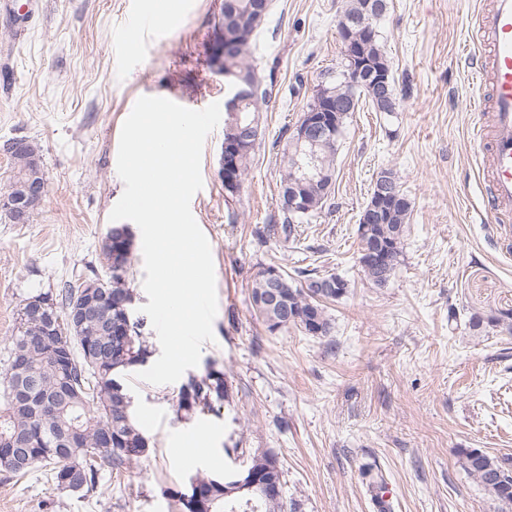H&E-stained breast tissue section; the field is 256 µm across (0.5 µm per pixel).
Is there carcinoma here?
Segmentation results:
<instances>
[{"mask_svg":"<svg viewBox=\"0 0 512 512\" xmlns=\"http://www.w3.org/2000/svg\"><path fill=\"white\" fill-rule=\"evenodd\" d=\"M386 10V0H378V11L368 6V0H349L344 11L343 21L338 27L349 26L354 38L361 41L365 56L372 62L385 61L387 56L379 44L377 21ZM267 14L256 10V0H223L218 24L226 27L240 28L247 33L257 32L265 23ZM252 43H243L225 58L226 69L233 73L235 82L246 85L249 93L244 97L240 111L234 113L225 133L229 134L240 127L252 131L253 138L241 148L237 165L240 172H245L251 155L259 138V125L255 116L257 103H265L269 97L268 89L262 87V80L256 67L249 62ZM320 93H329L338 100L348 103L344 112L337 113L339 131L331 142L316 146H307L288 139L281 149L280 192H285L288 185L297 178L296 160L310 153L315 156L318 168L330 175H335V157L338 142L342 138L346 120L351 112L357 110L345 87L343 73H338L336 83L323 85ZM366 101L376 112L396 111L398 98L395 84H390L391 102L378 98L375 89L366 84L362 88ZM20 165L16 178L26 180L35 172H44V168L34 170L31 161L42 160L41 148L32 141H25L24 153L19 155ZM387 181L397 194L391 202L381 224H360L364 230L363 237L378 244L384 261L371 262L364 255H359L360 271L367 281L376 287H383L394 275L402 252V240L406 230V220L411 213V201L403 192L399 177L391 170L378 173L377 182ZM303 193L310 198L311 210L307 214L297 215L286 208H281L283 219L277 224H270L265 231H257L262 237L265 232H272L284 240L292 238L296 225L307 224L315 217L327 202L326 186L316 177L303 184ZM124 225L112 224L107 227L103 240L112 241V250H123L126 254L125 268L112 270V306L100 308L87 326L85 336L105 346L111 337L103 334L106 326L117 320L118 302L122 297H134L130 288V273L134 237H123ZM336 280L337 287L324 291L319 288L326 279ZM277 294V301L268 303L271 293ZM348 292V282L336 274L327 276H306L304 281L281 272L274 266L259 270L251 288V306L257 320L273 333L290 328L306 330L308 324L315 320L322 326L321 336L328 337L332 330V319L327 312L326 303L334 302ZM144 324H138L128 340L127 358L117 355H92V362H87L83 343L76 341L72 346L73 364L67 371H60L53 366L50 347L35 342L37 325L18 312L15 334L12 338L10 353L14 360L26 364L23 371L14 370L9 365L3 378V395L0 396V443L19 435H27L34 440L37 447L15 461L0 456V470L14 476H24L36 466L48 469L52 476L68 466L74 471V480L79 492L87 496L97 491L103 474L123 473L129 471L143 458L149 455L150 440L140 428L131 413V397L124 384L127 373L136 367V361L143 362L151 355L150 346L142 334ZM36 383L44 392L50 394L61 383L71 386V394L62 404L52 411L34 417L16 407L10 394L17 385ZM229 398L228 385L224 370L207 371L197 376H189L180 386L177 395L176 413L188 419L213 407V403ZM74 426L81 430L86 447L75 455L60 452L51 446L63 428ZM112 429V434L119 436L128 445V451L116 455L113 451L101 447L105 429ZM460 462L464 470L476 477L484 490L504 505L512 506V463L491 457L479 448H464L460 451ZM199 480L208 487L206 512H296L295 506H287L281 495L258 496L250 499L239 494L224 495V485H216L212 479L201 476Z\"/></svg>","mask_w":512,"mask_h":512,"instance_id":"obj_1","label":"carcinoma"}]
</instances>
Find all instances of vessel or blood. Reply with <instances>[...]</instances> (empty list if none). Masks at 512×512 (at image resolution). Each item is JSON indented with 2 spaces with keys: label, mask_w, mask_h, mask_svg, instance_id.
Returning <instances> with one entry per match:
<instances>
[{
  "label": "vessel or blood",
  "mask_w": 512,
  "mask_h": 512,
  "mask_svg": "<svg viewBox=\"0 0 512 512\" xmlns=\"http://www.w3.org/2000/svg\"><path fill=\"white\" fill-rule=\"evenodd\" d=\"M162 18L165 26L180 24L179 0H151L146 20ZM475 41L481 48L476 73L490 89L487 135L491 141L488 180L491 217L512 213V0H492L480 15Z\"/></svg>",
  "instance_id": "b4317fda"
}]
</instances>
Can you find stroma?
I'll return each mask as SVG.
<instances>
[{
    "label": "stroma",
    "mask_w": 512,
    "mask_h": 512,
    "mask_svg": "<svg viewBox=\"0 0 512 512\" xmlns=\"http://www.w3.org/2000/svg\"><path fill=\"white\" fill-rule=\"evenodd\" d=\"M143 0H8L0 8V142H38L48 193L30 223L0 220V375L23 299L107 277L101 243L124 184L121 127L138 98L201 110L224 102L208 46L221 0H191L180 26L143 22ZM489 0H387L377 23L399 105H359L336 153L335 183L296 239L259 240L277 215L280 149L342 61L347 0H271L252 60L272 94L239 195L218 176L222 126L204 143V186L191 200L215 267L214 342L195 374L223 368L228 401L178 419V383H125L152 452L103 477L95 495L57 488L44 469L0 471V512H180L175 492L268 452L297 512H378L383 476L392 512H503L461 466L464 448L512 459V334L470 324L512 313V218L487 214L471 33ZM397 172L412 202L401 264L382 288L358 266V221L377 174ZM308 269L349 283L331 304L333 329L271 333L255 319V274ZM201 439L210 456L175 457Z\"/></svg>",
    "instance_id": "1"
}]
</instances>
